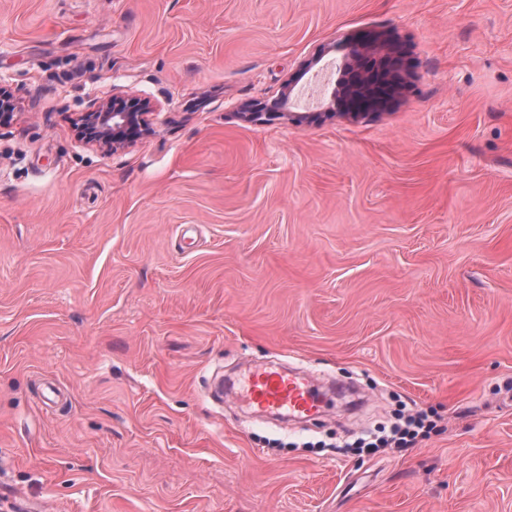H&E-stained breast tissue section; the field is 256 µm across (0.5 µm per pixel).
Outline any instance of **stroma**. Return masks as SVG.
Returning <instances> with one entry per match:
<instances>
[{
    "label": "stroma",
    "mask_w": 512,
    "mask_h": 512,
    "mask_svg": "<svg viewBox=\"0 0 512 512\" xmlns=\"http://www.w3.org/2000/svg\"><path fill=\"white\" fill-rule=\"evenodd\" d=\"M365 35L386 109L242 117ZM0 86V512H512V0H0ZM125 96L153 134L84 142ZM283 367L358 420L211 393ZM430 427V422L423 414H411L396 425L389 435L361 444L371 448H410L414 445L417 437L428 432Z\"/></svg>",
    "instance_id": "stroma-1"
}]
</instances>
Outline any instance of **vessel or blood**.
<instances>
[{
    "label": "vessel or blood",
    "mask_w": 512,
    "mask_h": 512,
    "mask_svg": "<svg viewBox=\"0 0 512 512\" xmlns=\"http://www.w3.org/2000/svg\"><path fill=\"white\" fill-rule=\"evenodd\" d=\"M244 397L263 416L288 414L297 418L319 415L325 401L295 371L268 370L248 378Z\"/></svg>",
    "instance_id": "1"
}]
</instances>
